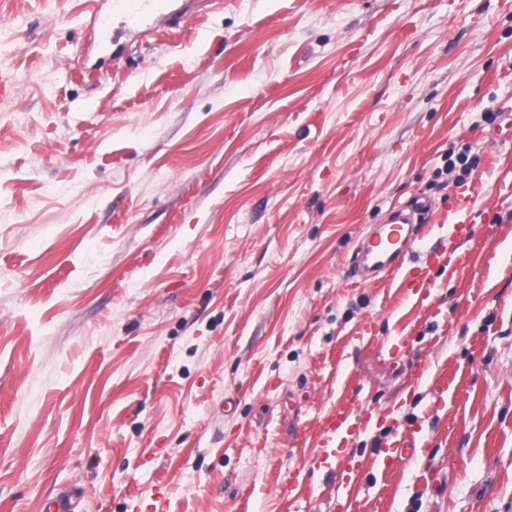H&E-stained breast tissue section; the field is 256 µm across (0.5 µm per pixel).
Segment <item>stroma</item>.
Wrapping results in <instances>:
<instances>
[{
	"mask_svg": "<svg viewBox=\"0 0 512 512\" xmlns=\"http://www.w3.org/2000/svg\"><path fill=\"white\" fill-rule=\"evenodd\" d=\"M94 8L0 0V512H512V0ZM452 145L456 265L355 282L392 204L439 240ZM350 395L400 427L347 488L315 460ZM444 165L442 168H438L435 171V176H441L444 171L452 172L454 169L459 167L461 174L458 177V181L456 184H461L464 182V176L472 173L473 169L478 165V157L475 153L471 154V146H465L460 152L455 154L453 149H450L446 153H444L441 157ZM470 197L463 190L458 193L455 205L448 208V230L440 242L448 241L454 244L458 239H471L476 233L475 225L465 217L469 211ZM413 444L407 443L404 439L396 440L390 443L382 450V456L379 459L381 466L388 469L394 468L406 455L414 452Z\"/></svg>",
	"mask_w": 512,
	"mask_h": 512,
	"instance_id": "1",
	"label": "stroma"
}]
</instances>
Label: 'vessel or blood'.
Returning <instances> with one entry per match:
<instances>
[{"instance_id": "vessel-or-blood-1", "label": "vessel or blood", "mask_w": 512, "mask_h": 512, "mask_svg": "<svg viewBox=\"0 0 512 512\" xmlns=\"http://www.w3.org/2000/svg\"><path fill=\"white\" fill-rule=\"evenodd\" d=\"M470 197L459 192L448 209V230L445 244L430 247L419 262H409L408 256L413 244L422 239L432 207L429 201L414 200L406 204H393L383 223L372 225L370 231L360 240L354 255L351 276L358 281L371 283L395 275L400 287L413 295L423 294L429 284L433 268L449 266L452 251L451 242L473 238L476 229L468 221ZM381 411H368L364 417H357L349 400H342L335 408L328 410L324 417V431L332 445L323 449L320 465L332 464L339 467V478L343 485H351L362 471L358 454L348 449L347 444L358 428L371 427L373 421L382 419ZM413 448L405 440H396L383 448L380 465L394 468Z\"/></svg>"}]
</instances>
